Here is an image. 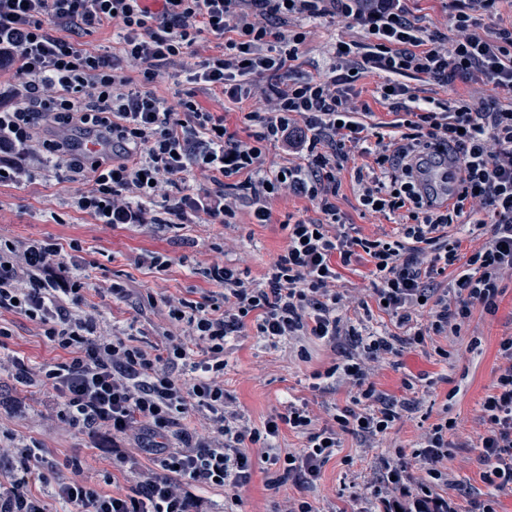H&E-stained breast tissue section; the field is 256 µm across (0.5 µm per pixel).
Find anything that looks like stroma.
I'll return each instance as SVG.
<instances>
[{
    "label": "stroma",
    "instance_id": "stroma-1",
    "mask_svg": "<svg viewBox=\"0 0 512 512\" xmlns=\"http://www.w3.org/2000/svg\"><path fill=\"white\" fill-rule=\"evenodd\" d=\"M305 31L298 69L303 77L326 71L333 61L336 42L351 35L346 21L336 18L307 24ZM353 166H345L340 174L342 185L336 205L344 222L354 225L366 238L394 234L395 219L360 206L353 188ZM66 177L65 170L53 169L22 187L0 186V238L81 240L88 271L96 283L118 282L132 290L122 300L92 296V303L100 307L103 326L133 323L135 334L153 344L163 342L167 327L163 298L173 295L196 299L207 291L205 268L216 248L224 249L226 262L248 279L258 281L269 261L287 245L282 224L288 216H318L309 200L290 192L271 203L272 218L267 224L253 223L245 206L239 210L235 226L227 229L201 223L185 230H115L69 207L68 197L74 187ZM146 251L169 259L168 270L158 273L137 265L136 257ZM371 268L367 257L357 258L336 288L348 298L343 315L351 324L360 329L387 330L391 322L386 314L377 311L368 317L359 306L370 287ZM501 288L497 310L489 313L475 307L459 335L431 337L425 346H406L397 356L379 354L370 382L380 393L417 404L386 433L372 442L341 434L335 456L310 488H299L290 481L272 489L266 484L263 468H256L251 483L240 491L238 503H225L222 490L208 491L215 512H276L284 498L300 496L308 498L317 512H359L371 496L382 459L406 463L412 475H422V465L413 453L425 433L444 417L456 423L448 434L456 447L444 463L448 484L441 492L455 501L458 512H471L474 500L490 493L477 462L476 443L484 432L481 404L499 375L498 343L501 337L512 334V280L504 279ZM7 321L12 330L5 340L8 349L24 353L35 363L53 357V349L32 323L18 315L8 316ZM354 352V342L347 336L334 348L317 340L285 342L271 348L258 337L242 336L224 352V390L249 426H262L281 410L283 401L289 400L307 404L322 427L332 421L330 409L351 405L357 390L351 384L322 378L321 373ZM47 398V393H37L28 420L0 415V440L21 439L44 446L53 479L36 484L35 491L42 496L48 512H63V504L53 495L52 482L70 476L66 467L69 458H90L91 465L83 477L92 484L102 483L112 464L106 453L86 448L81 435L46 429L43 402Z\"/></svg>",
    "mask_w": 512,
    "mask_h": 512
}]
</instances>
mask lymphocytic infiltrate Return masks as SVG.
Instances as JSON below:
<instances>
[{
	"instance_id": "f902f5d3",
	"label": "lymphocytic infiltrate",
	"mask_w": 512,
	"mask_h": 512,
	"mask_svg": "<svg viewBox=\"0 0 512 512\" xmlns=\"http://www.w3.org/2000/svg\"><path fill=\"white\" fill-rule=\"evenodd\" d=\"M500 0H451L449 33L424 24L409 0H0V184L22 186L35 173L65 163L76 189L69 205L115 229H182L228 225L240 206L255 223L271 220V202L290 190L315 204L318 219L285 222L287 246L261 282L249 283L215 255L206 269L214 291L191 300L165 298L172 325L161 344L136 339L128 328L99 325L89 295L122 299L119 284L104 287L85 274L81 241L0 240V313L30 321L58 356L40 364L0 353V369L16 388L0 390V408L20 410L17 390L52 393L58 410L51 430H75L104 443L112 467L138 473L129 494H108L82 477L85 461L55 495L73 512H210L207 490L237 500L256 462L267 483L317 482L335 455L339 432L363 440L384 433L412 404L377 392L361 363L328 368L359 390L353 407L316 427L305 406L287 403L262 427L241 423L224 391V346L253 331L270 344L315 339L336 345L354 335L343 316L338 270L357 252L373 266L372 293L395 322L368 333L366 354H398L427 336L457 335L474 306L492 312L500 282L512 275V26L485 27ZM341 16L359 37L335 49L328 72L297 76L305 40L298 25ZM112 27L114 47L83 42ZM216 51L200 56L202 41ZM135 65L133 83L125 64ZM199 90L241 104L248 138L229 131L223 115L194 93L167 104L154 87L170 72ZM378 78L377 100L394 114L390 130L370 132L368 104L357 83ZM499 90L484 111L468 98L448 102L421 95L419 83L452 87L455 80ZM94 142L77 150L75 136ZM283 156L266 165L267 147ZM459 160L456 199L440 212L424 205L409 159L429 147ZM367 162L355 170L361 206L399 219L398 236L352 234L336 206L338 173L351 150ZM487 213L485 242L471 253L448 228L466 210ZM456 267L453 292L435 280ZM496 385L482 403L485 432L477 444L482 479L512 488V336L502 337ZM454 424L441 419L418 451L427 468L412 478L405 465L383 461L361 512H457L440 496ZM306 438L304 448L275 445L282 429ZM260 456H253V449ZM40 444L0 448V512H47L34 492L47 482Z\"/></svg>"
}]
</instances>
